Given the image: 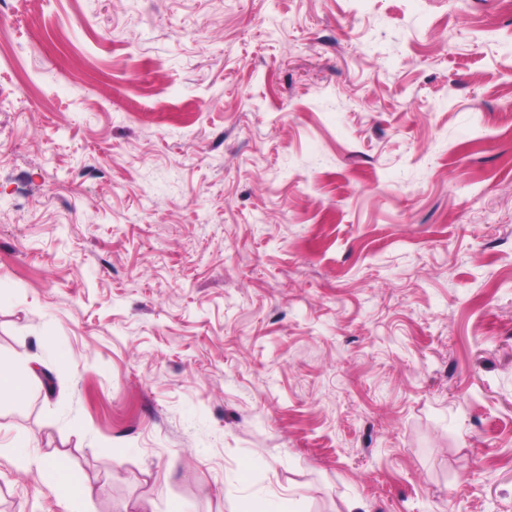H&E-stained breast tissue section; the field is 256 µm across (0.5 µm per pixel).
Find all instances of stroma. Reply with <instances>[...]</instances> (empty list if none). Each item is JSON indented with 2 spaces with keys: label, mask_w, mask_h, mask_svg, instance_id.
Returning <instances> with one entry per match:
<instances>
[{
  "label": "stroma",
  "mask_w": 512,
  "mask_h": 512,
  "mask_svg": "<svg viewBox=\"0 0 512 512\" xmlns=\"http://www.w3.org/2000/svg\"><path fill=\"white\" fill-rule=\"evenodd\" d=\"M0 287V512H512V9L0 0ZM39 379L35 367L20 366L14 359L0 358V405L20 403L26 390ZM42 478L45 484L65 503L78 509L88 496L87 488L76 480L62 457L43 466Z\"/></svg>",
  "instance_id": "obj_1"
}]
</instances>
